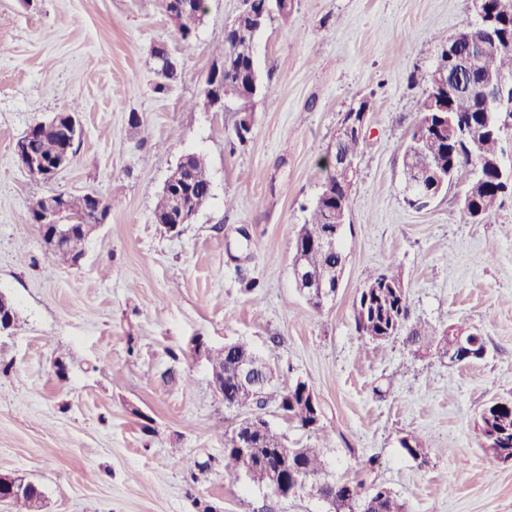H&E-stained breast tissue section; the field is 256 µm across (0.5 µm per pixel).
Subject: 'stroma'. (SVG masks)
Wrapping results in <instances>:
<instances>
[{"instance_id": "35a3bbf8", "label": "stroma", "mask_w": 512, "mask_h": 512, "mask_svg": "<svg viewBox=\"0 0 512 512\" xmlns=\"http://www.w3.org/2000/svg\"><path fill=\"white\" fill-rule=\"evenodd\" d=\"M181 53L162 0H0V293L19 322L0 338V473L40 485L43 512H329L318 496L284 499L218 465L237 419L194 345L243 341L268 355L274 391L305 381L319 430L280 417L288 445L323 449L333 478L385 483L407 512H512V466L480 448L474 424L512 398V200L475 223L458 187L422 210L404 199L402 145L424 98L436 35L474 21L471 0H295L289 26L255 38L274 92L257 98L239 142L237 112L189 108L240 0H208ZM178 60L165 94L151 52ZM369 101L364 148L343 232L347 263L334 301L310 307L293 245L324 179L345 114ZM76 111L72 163L44 182L18 163L30 125ZM138 115L139 124L129 122ZM201 156L212 195L180 234L154 221L166 178ZM93 192L110 201L78 267H54L34 200ZM401 271L409 320L455 324L484 339L466 365L413 356L402 339L360 338L353 300L388 263ZM67 365L65 377L53 368ZM420 436L419 464L400 445ZM215 458L190 479L183 457Z\"/></svg>"}]
</instances>
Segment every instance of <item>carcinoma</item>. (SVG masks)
Wrapping results in <instances>:
<instances>
[{"label": "carcinoma", "instance_id": "1", "mask_svg": "<svg viewBox=\"0 0 512 512\" xmlns=\"http://www.w3.org/2000/svg\"><path fill=\"white\" fill-rule=\"evenodd\" d=\"M500 24L507 35L505 40H486L481 46V62L478 70L472 74L463 75L465 88L451 96L453 103L452 116L458 125L470 129V135L463 138L459 135H442L433 132L427 137L418 138L411 133L404 147H413L436 163H444L443 173H448V167H454L452 176L459 177L461 171L478 167L483 159L495 157L502 151L498 132L486 126V122L494 119V104L488 102L480 90L479 80L490 73L506 72L512 75V15L500 19ZM197 20L191 15L182 19L178 37L182 50L188 52L193 47V39L197 30ZM255 40V31L248 25H237L224 29V40L216 48V57L228 63L224 70V85H234L239 81V71L235 65L237 47L245 42ZM166 76L154 83L157 94L166 93L171 83L176 79V62L166 63ZM30 149L44 156L58 153L64 145V124L39 123L29 127L24 133ZM185 165L191 170L193 196L199 200L211 190V181L206 163L199 160L197 155L188 154L184 157ZM325 181L331 187L323 190L313 205L310 218L301 225L299 236L302 240L320 238L326 230L323 206L327 202L336 201V208L350 201V194L336 175H326ZM505 195L493 182L486 181V187L473 194V208L464 210L466 217L473 212L481 215V220H488L495 210L504 202ZM64 218L75 222L74 234L68 243L53 252L54 259L60 264L73 266L83 256V244L87 238L82 230V223L93 217L92 194L82 195L63 194ZM293 260L299 262L304 270V276L313 282L333 279L341 267L346 265V255L341 246L334 251H324L320 248L303 247L293 255ZM399 282L400 273L390 264L385 269L368 276L363 288L359 289L353 302L355 328L359 336L373 343L381 344L398 336L404 337V342L413 354H436L452 362L460 363L462 359L456 356V344L444 332L437 336L427 330L408 323L409 308L407 298L394 294L389 288H379L382 281ZM252 348L245 343L224 345L222 349L207 350L205 359L211 371V379L221 384L224 393L234 400V408L243 413L262 412L271 398L269 393H259L256 390L240 386L237 383V364ZM277 409L288 412V420L299 427L307 428L310 409L299 393V389H288L276 397ZM492 428L501 433L499 446L493 453L512 456V398L494 399L483 406L476 418L475 430L479 447H485L484 429ZM239 428L233 423L224 433V481L236 484L246 479L253 484L275 492V486L281 484L283 478L289 477V469L294 468L305 481L329 478L326 462L321 458L317 448H290L285 444L283 435L277 433L271 425L256 429L252 433L254 447L251 452H243L235 447V434ZM359 486L369 487L365 494L359 496L343 482L335 483V494L329 501L333 512H406L405 504L387 486L371 481ZM44 495L37 487H29L11 498L14 512H40Z\"/></svg>", "mask_w": 512, "mask_h": 512}]
</instances>
